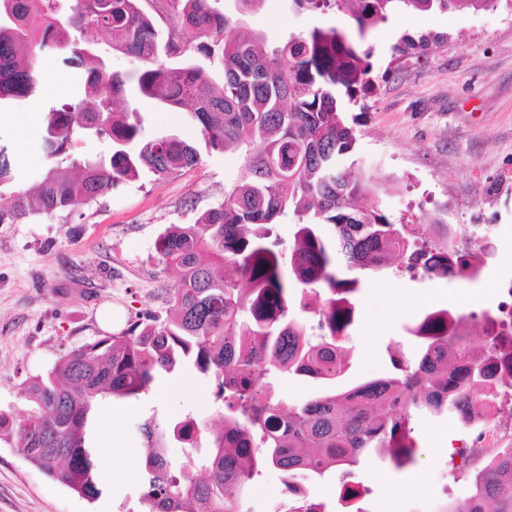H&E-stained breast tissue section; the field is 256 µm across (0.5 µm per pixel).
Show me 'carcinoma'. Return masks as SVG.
Here are the masks:
<instances>
[{"label":"carcinoma","instance_id":"carcinoma-1","mask_svg":"<svg viewBox=\"0 0 512 512\" xmlns=\"http://www.w3.org/2000/svg\"><path fill=\"white\" fill-rule=\"evenodd\" d=\"M167 2L178 23L203 38L197 52L219 57L223 86L183 59V47L160 34L141 0H74L67 8L63 0H0V102L41 90L32 42L69 52L64 61L83 71L86 85L85 97L45 110L51 166L34 187L0 194L1 224L85 205L144 171L165 178L198 163V150L177 135L141 137V116L125 106L129 93L165 111L190 107L207 151L242 152L224 202L158 238L157 255L178 274L166 316L89 342L46 376L27 379L19 451L96 500L101 489L86 446L93 403L145 394L157 375L185 365L216 383L224 427L192 418L191 433L178 420L141 425L144 512H241L249 482L268 469L290 487L298 471L347 477L373 452L403 469L416 461L408 427L415 413L490 423L512 395V326L489 313L487 327L473 331L451 310L429 312L407 329L412 348L391 354L392 376L300 404L285 403L271 376L334 383L347 374L345 342L358 321L363 275L395 262L429 277L477 275L471 257L427 247L419 230L402 232L371 204L370 179L342 165L356 143L345 101L371 87L361 42L393 9L480 10L492 0H290L299 12L337 10L354 25L314 26L272 48L217 8L220 0ZM98 33L140 66L110 72L99 51H86ZM435 39L404 37L395 51L423 53ZM102 138L111 141L109 155L76 154L79 144ZM257 139L262 148L254 152ZM289 210L297 220L284 248L274 226ZM168 438L192 449L187 461L169 458L161 443ZM442 512H512V448L477 469L470 495Z\"/></svg>","mask_w":512,"mask_h":512}]
</instances>
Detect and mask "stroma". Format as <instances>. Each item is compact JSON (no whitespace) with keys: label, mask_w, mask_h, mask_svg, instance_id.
Instances as JSON below:
<instances>
[{"label":"stroma","mask_w":512,"mask_h":512,"mask_svg":"<svg viewBox=\"0 0 512 512\" xmlns=\"http://www.w3.org/2000/svg\"><path fill=\"white\" fill-rule=\"evenodd\" d=\"M245 21L272 45L315 25H353L340 13H296L282 0H264ZM423 34L439 40L431 52H395L402 36ZM365 45L372 87L348 105L356 144L346 164L373 178L377 203L393 224L425 229L431 244L473 253L479 272L473 279H430L390 268L362 288L346 387L390 374L388 345L409 343L405 328L424 312L493 313L512 285V0L478 11H396ZM63 57L41 53L42 95L10 103L8 112L38 115L49 100L82 90L79 71ZM129 105L141 113L146 135L200 143L187 110L163 112L136 97ZM1 148L11 189L32 186L48 167L40 128L21 143L14 128L0 125ZM240 165L239 153L204 150L195 166L168 177L145 172L79 208L0 223V412L20 419L28 407L23 381L103 336L108 313L120 317L117 333L146 315L165 314L176 274L157 260L159 235L222 203ZM215 391L214 382L182 370L157 378L139 397L104 399L118 415L95 418L88 444L98 473L118 479L100 481L102 494L93 502L29 462L15 439L0 438V512H142L141 474L123 471L129 453L146 454L138 425L213 419ZM411 427L414 465L397 470L373 457L352 475L364 489L366 512H443L448 501L467 497L476 468L488 460L465 455L472 429L455 417L416 416ZM284 488L276 470L255 477L246 512L285 504Z\"/></svg>","instance_id":"1"}]
</instances>
